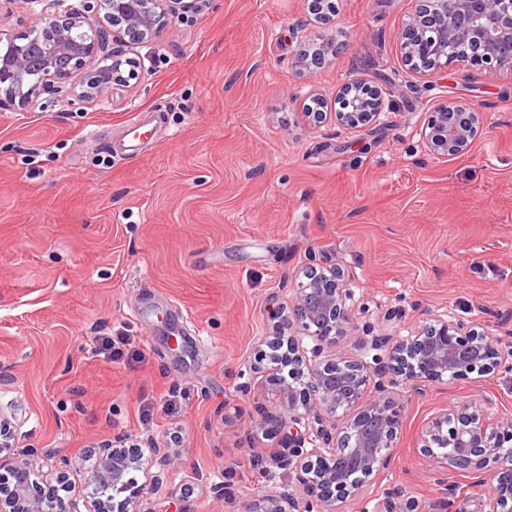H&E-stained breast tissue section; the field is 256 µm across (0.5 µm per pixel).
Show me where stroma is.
I'll return each instance as SVG.
<instances>
[{
  "label": "stroma",
  "instance_id": "35a3bbf8",
  "mask_svg": "<svg viewBox=\"0 0 512 512\" xmlns=\"http://www.w3.org/2000/svg\"><path fill=\"white\" fill-rule=\"evenodd\" d=\"M411 0H336L329 30L306 0H196L160 38L115 34L140 82L106 106L73 111L42 95L0 110V408L27 442L71 457L84 486L98 442L154 435L176 464L174 500L145 488L138 512H243L296 478L261 461L233 478L237 451L281 448L261 428L274 407L268 369L247 364L288 307L307 264H336L354 294L355 333L409 335L425 314L512 333V72L454 65L429 78L403 65L397 36ZM338 50L297 74L293 28ZM394 78V110L366 135L316 122L349 75ZM481 103L486 127L454 159L426 155L418 129L436 104ZM140 118L139 139L126 122ZM101 336L130 340L110 362ZM249 382V394L239 386ZM176 392L177 412L161 401ZM512 416V373L427 382L405 395L391 468L343 504L380 512L398 489L420 512L445 496L422 458L423 425L451 402ZM457 512H485L491 481L452 472Z\"/></svg>",
  "mask_w": 512,
  "mask_h": 512
}]
</instances>
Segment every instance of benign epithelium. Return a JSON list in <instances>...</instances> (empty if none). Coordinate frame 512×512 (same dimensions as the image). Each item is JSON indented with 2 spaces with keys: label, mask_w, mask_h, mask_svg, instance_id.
Here are the masks:
<instances>
[{
  "label": "benign epithelium",
  "mask_w": 512,
  "mask_h": 512,
  "mask_svg": "<svg viewBox=\"0 0 512 512\" xmlns=\"http://www.w3.org/2000/svg\"><path fill=\"white\" fill-rule=\"evenodd\" d=\"M415 8L398 36L402 61L418 78L448 69L456 50L469 45L467 60L487 68L512 70V0H414ZM37 24L10 33L0 42L11 49L0 58V106L25 104L42 95L69 98L79 111L114 99L138 78L135 65L109 49L107 27H116L132 42L163 35L171 18L188 7L187 0H82L64 6ZM316 21L328 24L336 15L335 0H309ZM336 53L333 41L311 55L298 50L295 67L313 73L325 55ZM393 79L374 81L353 76L336 91L338 123L371 131L391 110ZM485 113L474 103L446 100L417 131L424 152L447 159L467 153L482 132ZM292 314H272L271 334L262 344L273 359L288 365L290 382L278 380L275 411L263 412L273 430L288 429V452L276 459L282 470L296 474L307 494L295 497L283 488L254 500L250 512H340V504L389 468L402 426L406 403L402 390L453 374L512 371V343L493 341L474 324L452 315H438L410 336L372 344L384 353L373 363L336 359L327 349L354 339L352 291L336 265L311 264L304 272ZM129 437L116 435L97 445L96 464L75 491L69 478L72 460L66 455L50 464L55 483L38 462L41 451L32 443L17 455L16 418L0 409V512H131L141 486L129 472L147 463L156 491L167 490L174 456L148 435L126 448ZM512 418L492 422L482 403L448 404L423 431L421 455L427 461L488 476V512H512ZM157 471H152V468ZM126 497L114 503L115 495Z\"/></svg>",
  "instance_id": "1"
}]
</instances>
